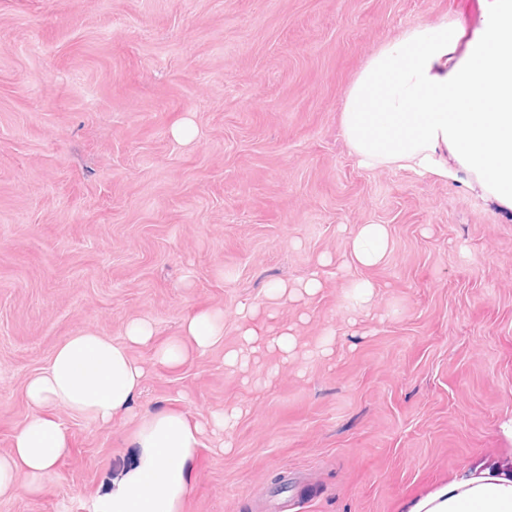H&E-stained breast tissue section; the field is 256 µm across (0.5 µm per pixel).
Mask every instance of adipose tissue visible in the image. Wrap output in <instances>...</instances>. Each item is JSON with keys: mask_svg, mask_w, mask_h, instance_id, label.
I'll list each match as a JSON object with an SVG mask.
<instances>
[{"mask_svg": "<svg viewBox=\"0 0 512 512\" xmlns=\"http://www.w3.org/2000/svg\"><path fill=\"white\" fill-rule=\"evenodd\" d=\"M342 125L360 165L461 175L485 198L512 210V0H484L481 25L470 39L444 22L409 28L381 45L346 92ZM388 236L386 225H362L350 242L352 263L379 264ZM323 286L317 268L295 285H271L268 308L241 303L242 347L226 356V364L244 365L270 352L294 356L295 329L274 325V307L305 301ZM223 334L221 311H189L178 336L156 346L154 361L179 367ZM154 335L149 321L135 320L123 343L79 333L57 348L26 384L32 414L14 433L9 452L0 455L1 495H34L57 478L67 434L49 408L62 404L103 424L118 417L135 422L131 444L138 463L97 499L94 512H181L203 434L223 437L235 417L223 412L204 423L176 409L135 412L147 368L130 350L151 343ZM403 510L512 512V469L469 472L409 498Z\"/></svg>", "mask_w": 512, "mask_h": 512, "instance_id": "adipose-tissue-1", "label": "adipose tissue"}]
</instances>
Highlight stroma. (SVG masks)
I'll list each match as a JSON object with an SVG mask.
<instances>
[{
    "mask_svg": "<svg viewBox=\"0 0 512 512\" xmlns=\"http://www.w3.org/2000/svg\"><path fill=\"white\" fill-rule=\"evenodd\" d=\"M481 0H0V453L30 375L71 336L134 348L137 411L241 409L231 446L197 448L182 512H400L512 464V211L461 182L360 167L341 124L368 58L414 25L480 24ZM184 120L197 129L177 140ZM364 224L389 230L343 269ZM329 257L294 360L243 372L235 311ZM375 285L371 316L345 306ZM199 307L224 335L152 365ZM59 477L0 512H93L134 468L133 422L63 405ZM388 228L384 224H364L351 238L350 258L353 264L361 267H372L384 258Z\"/></svg>",
    "mask_w": 512,
    "mask_h": 512,
    "instance_id": "1",
    "label": "stroma"
}]
</instances>
